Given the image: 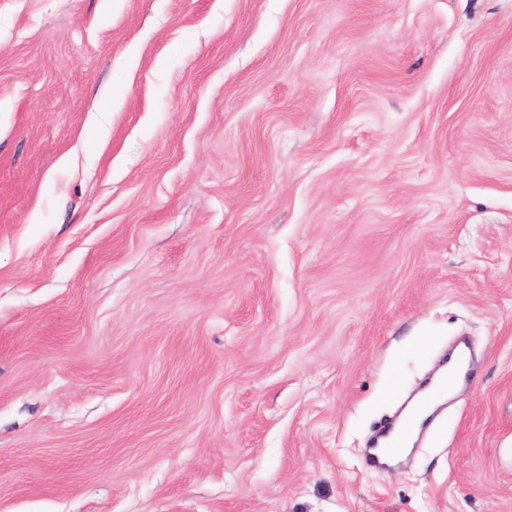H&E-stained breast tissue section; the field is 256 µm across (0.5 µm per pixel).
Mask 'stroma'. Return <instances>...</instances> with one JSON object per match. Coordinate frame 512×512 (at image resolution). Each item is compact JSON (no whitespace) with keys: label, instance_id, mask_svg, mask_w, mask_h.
Listing matches in <instances>:
<instances>
[{"label":"stroma","instance_id":"obj_1","mask_svg":"<svg viewBox=\"0 0 512 512\" xmlns=\"http://www.w3.org/2000/svg\"><path fill=\"white\" fill-rule=\"evenodd\" d=\"M0 512H512V0H0Z\"/></svg>","mask_w":512,"mask_h":512}]
</instances>
